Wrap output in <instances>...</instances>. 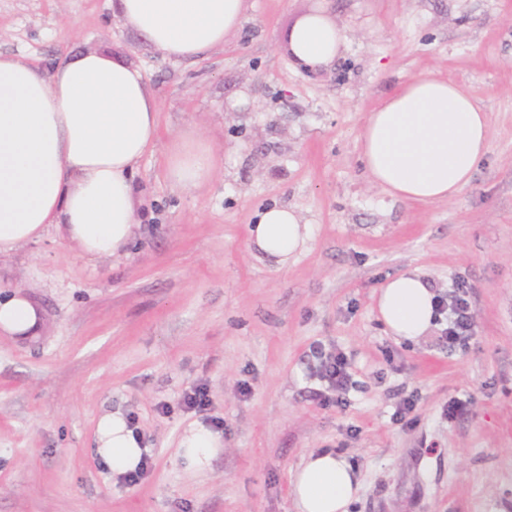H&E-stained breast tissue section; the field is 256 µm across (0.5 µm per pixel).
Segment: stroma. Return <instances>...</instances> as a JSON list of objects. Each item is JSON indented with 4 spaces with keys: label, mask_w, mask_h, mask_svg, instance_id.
Instances as JSON below:
<instances>
[{
    "label": "stroma",
    "mask_w": 512,
    "mask_h": 512,
    "mask_svg": "<svg viewBox=\"0 0 512 512\" xmlns=\"http://www.w3.org/2000/svg\"><path fill=\"white\" fill-rule=\"evenodd\" d=\"M323 4L349 43L313 76L284 34ZM99 48L142 72L160 136L135 168L124 254L88 259L51 228L0 257V301L19 292L44 315L35 339L0 336V512H293L290 470L318 450L353 466L349 512H512V0H247L223 47L190 61L115 0H0V52L47 69ZM427 75L468 86L492 136L457 197L420 206L371 186L359 133L380 97ZM191 128L219 169L183 191L167 159ZM276 203L311 229L283 269L248 242ZM413 270L440 294L467 283L466 345L448 348L441 321L417 343L386 332L377 293ZM316 343L347 356L345 408ZM200 384L224 450L194 476L176 444ZM409 396L411 422H393ZM453 400L467 414L449 417ZM116 410L150 458L134 485L92 450ZM210 403L209 393L204 385L190 388L184 393L181 401L184 411L194 414L205 412Z\"/></svg>",
    "instance_id": "obj_1"
}]
</instances>
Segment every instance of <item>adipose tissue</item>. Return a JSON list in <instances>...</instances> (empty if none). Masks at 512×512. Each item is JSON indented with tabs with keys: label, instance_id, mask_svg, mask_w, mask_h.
<instances>
[{
	"label": "adipose tissue",
	"instance_id": "ef3b65f1",
	"mask_svg": "<svg viewBox=\"0 0 512 512\" xmlns=\"http://www.w3.org/2000/svg\"><path fill=\"white\" fill-rule=\"evenodd\" d=\"M125 21L166 57L189 60L223 45L246 12V0H117ZM294 64L330 70L348 34L327 7L300 17L287 36ZM488 113L467 87L424 76L406 83L370 112L359 135L370 182L409 203L430 204L460 194L486 155ZM159 138L158 106L142 73L108 51H85L44 70L0 53V256L40 239L48 227L83 255L124 252L137 228L133 170ZM217 171L213 149L196 130L170 152L168 174L192 190ZM249 244L284 268L308 248L310 227L286 205L260 211ZM429 282L419 273L391 277L377 309L387 332L415 342L434 324ZM44 320L28 296L0 301V334L40 336ZM95 452L113 475L135 471L139 437L118 412L100 416ZM224 450L222 436L201 422L180 436L177 454L195 474L209 471ZM360 489L347 460L333 451L304 455L290 473L295 512H348Z\"/></svg>",
	"mask_w": 512,
	"mask_h": 512
}]
</instances>
